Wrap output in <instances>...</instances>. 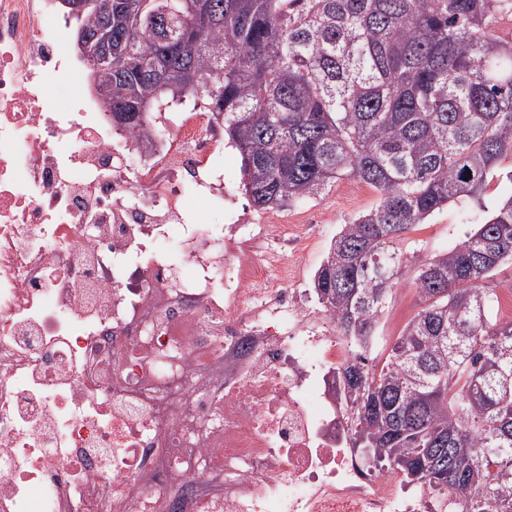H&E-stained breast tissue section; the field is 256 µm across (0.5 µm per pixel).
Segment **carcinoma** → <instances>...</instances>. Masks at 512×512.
<instances>
[{
	"label": "carcinoma",
	"instance_id": "obj_1",
	"mask_svg": "<svg viewBox=\"0 0 512 512\" xmlns=\"http://www.w3.org/2000/svg\"><path fill=\"white\" fill-rule=\"evenodd\" d=\"M95 0L112 21L113 127L152 145L143 118L201 102L242 157L258 211L350 177L379 203L342 225L313 292L351 361L336 372L352 447L468 512H512V319L493 278L512 262V196L489 201L512 157V0ZM485 214L414 270L421 309L367 363L405 235L451 204Z\"/></svg>",
	"mask_w": 512,
	"mask_h": 512
}]
</instances>
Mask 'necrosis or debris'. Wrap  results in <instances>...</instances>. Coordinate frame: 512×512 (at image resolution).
<instances>
[{"label":"necrosis or debris","instance_id":"obj_1","mask_svg":"<svg viewBox=\"0 0 512 512\" xmlns=\"http://www.w3.org/2000/svg\"><path fill=\"white\" fill-rule=\"evenodd\" d=\"M71 26L0 0V512H437L345 445L308 226L189 223L179 176L224 197L209 114L116 133Z\"/></svg>","mask_w":512,"mask_h":512}]
</instances>
